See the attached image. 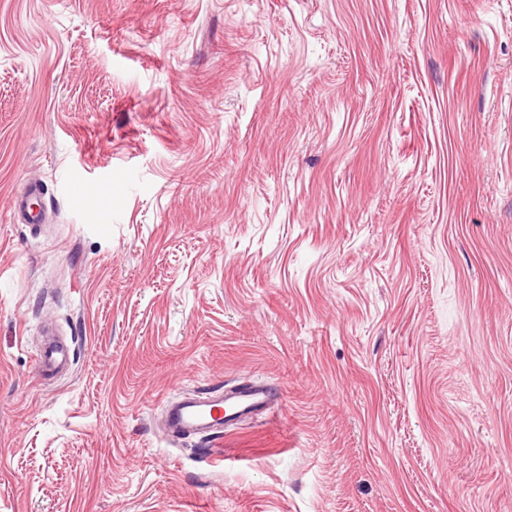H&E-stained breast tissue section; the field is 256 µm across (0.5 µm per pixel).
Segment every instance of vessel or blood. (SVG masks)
<instances>
[{"mask_svg": "<svg viewBox=\"0 0 512 512\" xmlns=\"http://www.w3.org/2000/svg\"><path fill=\"white\" fill-rule=\"evenodd\" d=\"M41 195V188L33 185L18 199L17 206L27 223H42ZM68 360L67 350L49 344L38 352L37 367L40 374L48 375L57 372ZM279 397L276 387L259 379L220 388L206 396L183 395L163 404L164 428L168 436L178 440H217L225 428L265 413Z\"/></svg>", "mask_w": 512, "mask_h": 512, "instance_id": "b4317fda", "label": "vessel or blood"}]
</instances>
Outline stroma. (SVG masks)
Returning a JSON list of instances; mask_svg holds the SVG:
<instances>
[{
    "mask_svg": "<svg viewBox=\"0 0 512 512\" xmlns=\"http://www.w3.org/2000/svg\"><path fill=\"white\" fill-rule=\"evenodd\" d=\"M0 512H512V0H0ZM41 195V188L37 185H31L17 200L16 205L21 210L27 224H41L43 222ZM33 205H37V208H34ZM69 351L54 344L44 346L37 354V367L41 375L57 372L61 365L68 362ZM280 398V391L259 379L219 388L209 395H183L167 400L162 418L167 435L183 440H218L224 427L262 415Z\"/></svg>",
    "mask_w": 512,
    "mask_h": 512,
    "instance_id": "stroma-1",
    "label": "stroma"
}]
</instances>
